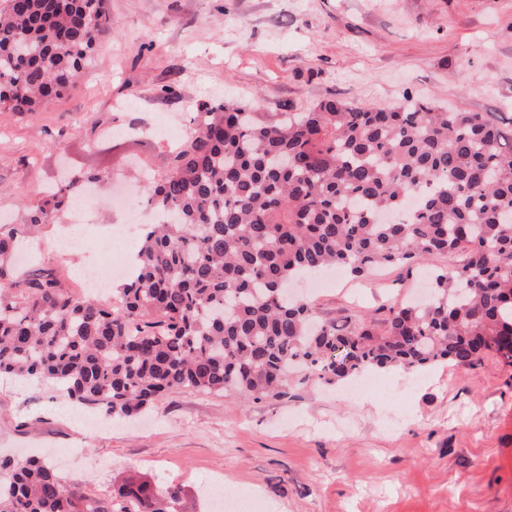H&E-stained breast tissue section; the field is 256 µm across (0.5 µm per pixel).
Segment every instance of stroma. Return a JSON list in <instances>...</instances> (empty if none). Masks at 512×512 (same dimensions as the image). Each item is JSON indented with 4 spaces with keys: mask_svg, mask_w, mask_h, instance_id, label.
Returning a JSON list of instances; mask_svg holds the SVG:
<instances>
[{
    "mask_svg": "<svg viewBox=\"0 0 512 512\" xmlns=\"http://www.w3.org/2000/svg\"><path fill=\"white\" fill-rule=\"evenodd\" d=\"M104 34L76 87L34 112L0 109V220L24 223L46 186L94 177L128 181L124 209L103 197L83 250L41 236V271L65 287L75 264L126 255L130 176L160 173L192 132L202 102L246 104L262 121L336 97L378 107L404 98L512 117V0H107ZM422 267L366 280L326 278L327 320L424 296ZM390 395L346 400L342 387L292 384L282 400L242 403L180 391L127 422L82 427L55 387L0 379V454L66 455L73 486L109 499L145 476L203 504L215 482L253 488L255 512H512V365L493 357L440 364L416 385L402 368L377 373Z\"/></svg>",
    "mask_w": 512,
    "mask_h": 512,
    "instance_id": "stroma-1",
    "label": "stroma"
}]
</instances>
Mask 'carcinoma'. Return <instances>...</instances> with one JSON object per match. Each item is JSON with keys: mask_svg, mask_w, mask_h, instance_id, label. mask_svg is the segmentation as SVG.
I'll list each match as a JSON object with an SVG mask.
<instances>
[{"mask_svg": "<svg viewBox=\"0 0 512 512\" xmlns=\"http://www.w3.org/2000/svg\"><path fill=\"white\" fill-rule=\"evenodd\" d=\"M112 27L105 0H7L0 108L33 112L73 90ZM172 166L143 185L150 225L112 302L51 276L0 285V376L53 385L75 406L133 417L183 389L261 402L300 381L390 367L512 365V120L323 99L263 122L202 103ZM55 185L25 224H0V279L26 235L71 209ZM430 301L320 321L286 283L326 268L360 278L433 256ZM0 512H187L180 490L128 480L110 501L38 458H0Z\"/></svg>", "mask_w": 512, "mask_h": 512, "instance_id": "carcinoma-1", "label": "carcinoma"}]
</instances>
